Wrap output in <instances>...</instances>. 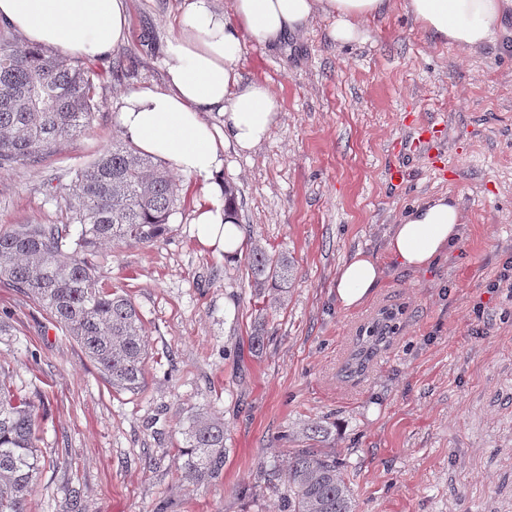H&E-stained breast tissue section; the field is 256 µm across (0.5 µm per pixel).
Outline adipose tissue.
<instances>
[{"label":"adipose tissue","instance_id":"1","mask_svg":"<svg viewBox=\"0 0 512 512\" xmlns=\"http://www.w3.org/2000/svg\"><path fill=\"white\" fill-rule=\"evenodd\" d=\"M390 6L391 0H230L220 11L215 0H184L164 49L166 89L128 92L118 121L142 153L200 179L194 218L200 246L240 257L242 231L224 197V153L230 146L252 152L278 121L280 102L269 85L240 71L245 43L280 44L320 14L335 19L333 41L362 42L368 22ZM403 7L433 41L471 52L512 31V0H403ZM1 22L30 45L85 60L104 56L129 32L127 0H0ZM212 112L223 116V128L206 121ZM461 224L458 201L436 196L393 225L387 251L402 268L429 267L460 238ZM382 277L375 259L356 252L338 270L337 304L361 306Z\"/></svg>","mask_w":512,"mask_h":512}]
</instances>
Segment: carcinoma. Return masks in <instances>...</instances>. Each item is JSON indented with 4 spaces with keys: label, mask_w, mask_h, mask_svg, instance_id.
I'll return each mask as SVG.
<instances>
[{
    "label": "carcinoma",
    "mask_w": 512,
    "mask_h": 512,
    "mask_svg": "<svg viewBox=\"0 0 512 512\" xmlns=\"http://www.w3.org/2000/svg\"><path fill=\"white\" fill-rule=\"evenodd\" d=\"M89 71L38 47L16 50L0 39V167L27 165L78 136L99 111ZM169 170L121 138L75 170L58 224L0 230V282L27 295L81 346L116 393L140 391L147 357L140 313L128 295L100 285L88 256L105 243L149 245L169 230L178 208ZM246 267L256 296L280 302L293 284L294 262L251 243ZM40 405L0 380V512H26L45 464L37 453ZM322 421L296 432L289 451L283 512H355L345 465L330 450ZM224 422L197 412L187 419L180 477L199 485L224 467Z\"/></svg>",
    "instance_id": "obj_1"
}]
</instances>
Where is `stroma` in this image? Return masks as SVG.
Wrapping results in <instances>:
<instances>
[{
    "mask_svg": "<svg viewBox=\"0 0 512 512\" xmlns=\"http://www.w3.org/2000/svg\"><path fill=\"white\" fill-rule=\"evenodd\" d=\"M128 10L126 40L88 64L100 102L91 127L0 169V228L59 222L73 171L123 137L124 95L166 89L162 48L182 0ZM331 25L317 18L276 50L246 43L240 61L281 109L267 140L229 153L224 177L244 237L296 261L285 302L264 305L244 260L199 246L200 181L181 172L167 235L91 258L103 287L140 312L138 394L113 393L46 311L0 284L4 378L45 402L38 450L51 466L27 512H281L260 469L284 467L292 429L310 420L329 424L357 512H512V295L490 286L512 263V37L471 53L431 41L398 6L362 43H336ZM425 124L441 140L423 154L411 143ZM439 194L460 204V239L428 268H400L389 230ZM359 250L384 276L345 310L336 273ZM377 324L387 341L345 375ZM202 408L223 420L227 453L217 478L189 486L177 472L182 428Z\"/></svg>",
    "mask_w": 512,
    "mask_h": 512,
    "instance_id": "1",
    "label": "stroma"
}]
</instances>
